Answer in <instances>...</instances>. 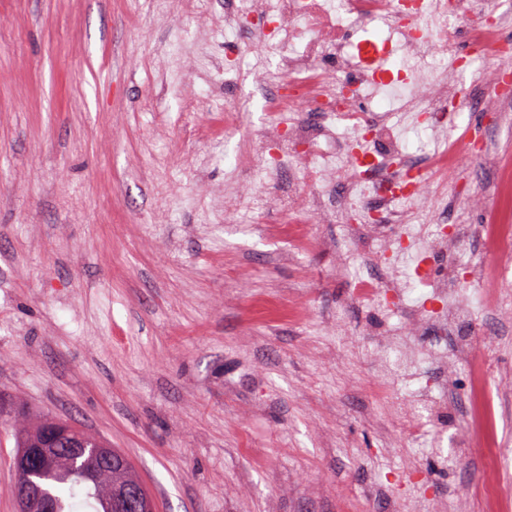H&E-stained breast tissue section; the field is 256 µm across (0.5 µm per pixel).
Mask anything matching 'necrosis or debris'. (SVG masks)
Segmentation results:
<instances>
[{
  "mask_svg": "<svg viewBox=\"0 0 512 512\" xmlns=\"http://www.w3.org/2000/svg\"><path fill=\"white\" fill-rule=\"evenodd\" d=\"M258 12L269 27L261 41L277 61L275 72L262 74L269 87L268 110L286 136L275 142H260L253 161L262 178L272 179L288 172L300 179L310 166L336 174L335 192L311 190L306 195L280 196L279 206L290 220L314 221L323 217L344 225L342 256L346 268H354L359 232L372 229V259L383 276L377 281H360L355 296L380 308L393 306L407 282L399 267L416 261V245L427 237L451 246L458 244L472 198L471 192L452 194L453 222H428L422 205L436 181L453 178L460 156L456 146L423 155L403 152L386 140L388 111H367L361 103L372 85L371 54L345 35L346 29L363 30L372 25L387 27L390 48L398 57V76L389 80L392 101L401 112L417 113L429 127L443 125L457 106L463 77L477 78L479 90L470 102L475 111H498L502 101L500 81L512 76V46L501 32L512 23V13L486 12L483 0H239L225 14L227 28L237 29L244 15ZM464 30L471 55L455 48V33ZM486 61L494 71L483 70ZM319 112L325 124L311 126L304 113ZM340 122L353 138L378 145L384 163L367 162L356 153L328 154L323 140L332 134V122ZM287 170H280V161ZM412 179H402L405 171ZM486 240L496 250V266L470 259L466 274L471 281L493 288L501 270L512 266V231L493 225ZM411 338L405 327L394 326L380 342L384 365L373 389L387 393L390 377L410 372L419 360L444 361L453 357L467 361L476 341L460 338L456 349L433 344L415 356L409 353Z\"/></svg>",
  "mask_w": 512,
  "mask_h": 512,
  "instance_id": "1",
  "label": "necrosis or debris"
}]
</instances>
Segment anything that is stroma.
<instances>
[{
	"label": "stroma",
	"mask_w": 512,
	"mask_h": 512,
	"mask_svg": "<svg viewBox=\"0 0 512 512\" xmlns=\"http://www.w3.org/2000/svg\"><path fill=\"white\" fill-rule=\"evenodd\" d=\"M224 3L0 0V512H18L19 417L103 438L156 512H512V311L464 275L448 297L496 368L490 398L453 361L370 392L388 325L433 336L412 322L428 293L383 314L355 301L342 225L289 223V180L255 182L247 154L274 122L247 51L263 19L225 31ZM448 121L498 153L460 170L480 187L477 253L512 225L495 192L512 132ZM443 386L449 414L403 437L392 405Z\"/></svg>",
	"instance_id": "35a3bbf8"
}]
</instances>
